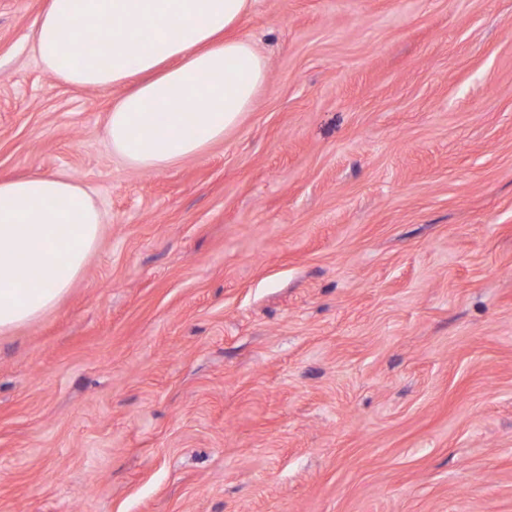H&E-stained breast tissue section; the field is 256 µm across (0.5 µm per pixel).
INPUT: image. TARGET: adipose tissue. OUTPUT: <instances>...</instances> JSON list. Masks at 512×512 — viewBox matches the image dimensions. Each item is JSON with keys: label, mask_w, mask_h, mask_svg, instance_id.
Masks as SVG:
<instances>
[{"label": "adipose tissue", "mask_w": 512, "mask_h": 512, "mask_svg": "<svg viewBox=\"0 0 512 512\" xmlns=\"http://www.w3.org/2000/svg\"><path fill=\"white\" fill-rule=\"evenodd\" d=\"M250 0H47L34 51L76 87H124L108 115L112 150L161 170L203 154L254 106L266 62L232 31ZM91 34L81 52L62 34ZM102 215L64 176L0 181V334L36 320L81 274Z\"/></svg>", "instance_id": "1"}]
</instances>
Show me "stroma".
Segmentation results:
<instances>
[{
	"label": "stroma",
	"instance_id": "35a3bbf8",
	"mask_svg": "<svg viewBox=\"0 0 512 512\" xmlns=\"http://www.w3.org/2000/svg\"><path fill=\"white\" fill-rule=\"evenodd\" d=\"M44 5L0 0V179L103 224L0 334V512H512V0H253L263 91L162 170Z\"/></svg>",
	"mask_w": 512,
	"mask_h": 512
}]
</instances>
